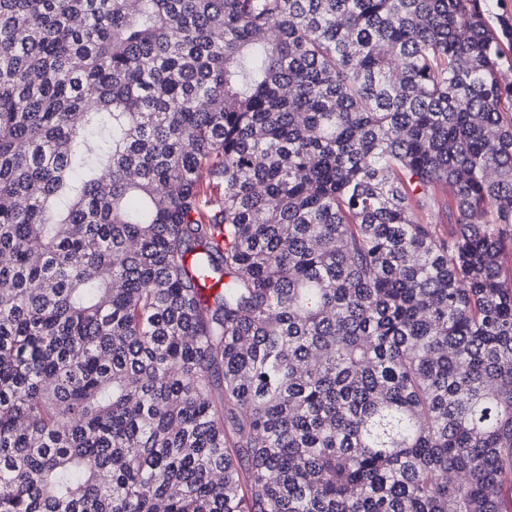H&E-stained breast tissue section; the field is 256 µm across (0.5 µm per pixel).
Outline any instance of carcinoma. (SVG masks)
Listing matches in <instances>:
<instances>
[{"instance_id":"cac0c4a2","label":"carcinoma","mask_w":512,"mask_h":512,"mask_svg":"<svg viewBox=\"0 0 512 512\" xmlns=\"http://www.w3.org/2000/svg\"><path fill=\"white\" fill-rule=\"evenodd\" d=\"M489 17L0 0V512H512Z\"/></svg>"}]
</instances>
